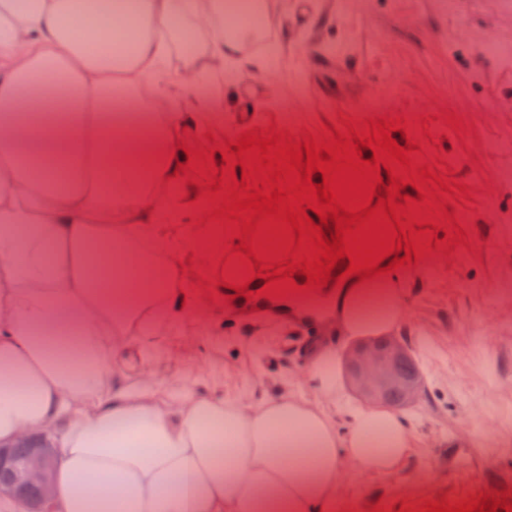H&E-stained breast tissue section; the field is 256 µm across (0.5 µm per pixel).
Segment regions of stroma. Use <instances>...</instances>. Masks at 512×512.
Instances as JSON below:
<instances>
[{
	"label": "stroma",
	"mask_w": 512,
	"mask_h": 512,
	"mask_svg": "<svg viewBox=\"0 0 512 512\" xmlns=\"http://www.w3.org/2000/svg\"><path fill=\"white\" fill-rule=\"evenodd\" d=\"M490 38L512 46V0H292L287 20L254 49L270 54L279 95L263 73L230 63L208 86L244 103L213 127L219 141L272 124L296 135L349 118L428 117L425 158L439 156V172L469 189L451 202L466 244L395 273L409 312L400 336L424 387L402 411L414 446L394 472L347 470L335 512H412L441 497L455 504L512 490V177L502 175L512 166V67L486 52ZM184 277L213 321L164 340L151 359L159 383L184 379L205 392L219 380L225 397L254 403L281 388L311 396L293 328L225 318L205 287L213 272L192 263Z\"/></svg>",
	"instance_id": "stroma-1"
}]
</instances>
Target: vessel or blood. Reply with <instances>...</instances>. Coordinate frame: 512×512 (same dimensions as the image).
Instances as JSON below:
<instances>
[{
    "label": "vessel or blood",
    "mask_w": 512,
    "mask_h": 512,
    "mask_svg": "<svg viewBox=\"0 0 512 512\" xmlns=\"http://www.w3.org/2000/svg\"><path fill=\"white\" fill-rule=\"evenodd\" d=\"M336 302L335 293L324 294L318 303L310 307L297 304L292 297L270 298L265 304L242 299L228 300L224 303V314L230 318L259 316L272 318L289 324L298 330L305 347L312 348L329 334L327 314Z\"/></svg>",
    "instance_id": "b4317fda"
}]
</instances>
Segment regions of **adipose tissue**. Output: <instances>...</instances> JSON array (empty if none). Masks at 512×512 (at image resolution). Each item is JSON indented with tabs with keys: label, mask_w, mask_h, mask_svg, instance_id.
Returning <instances> with one entry per match:
<instances>
[{
	"label": "adipose tissue",
	"mask_w": 512,
	"mask_h": 512,
	"mask_svg": "<svg viewBox=\"0 0 512 512\" xmlns=\"http://www.w3.org/2000/svg\"><path fill=\"white\" fill-rule=\"evenodd\" d=\"M257 14L277 19L268 0L226 29L222 0H0V445L30 434L53 446V512H332L345 464L389 473L411 452L399 413L348 400L342 359L402 329L398 288L364 297L345 283L335 334L306 368L311 400L175 395L153 387L148 364L128 370L200 315L182 260L212 264L223 228L209 225L205 247L185 235L204 207L172 173L181 140L223 110L199 75L263 66L244 54ZM131 23L142 34L116 55ZM188 24L209 38L173 75ZM115 250L159 268L154 287L109 294Z\"/></svg>",
	"instance_id": "ef3b65f1"
}]
</instances>
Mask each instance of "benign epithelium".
<instances>
[{
    "instance_id": "1",
    "label": "benign epithelium",
    "mask_w": 512,
    "mask_h": 512,
    "mask_svg": "<svg viewBox=\"0 0 512 512\" xmlns=\"http://www.w3.org/2000/svg\"><path fill=\"white\" fill-rule=\"evenodd\" d=\"M344 361L350 390L368 404L387 403L392 391L401 395L402 405L415 402L420 395L421 380L411 351L397 336L351 346ZM56 464L54 449L46 441L29 447L20 463L11 449L0 447V496L20 499L24 512H47Z\"/></svg>"
}]
</instances>
